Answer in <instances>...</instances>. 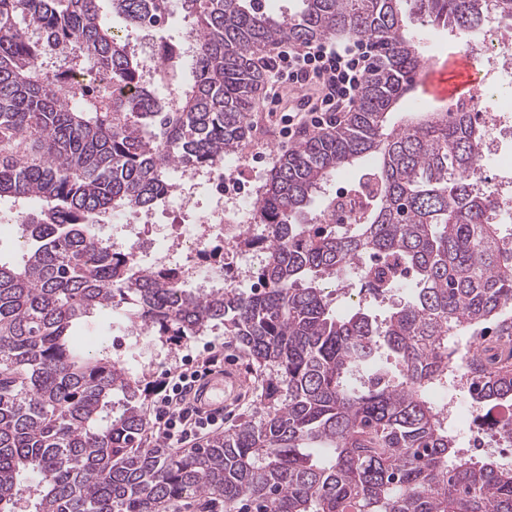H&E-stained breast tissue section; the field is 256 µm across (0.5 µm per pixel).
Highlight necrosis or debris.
Listing matches in <instances>:
<instances>
[{"instance_id": "4bbe7bcc", "label": "necrosis or debris", "mask_w": 512, "mask_h": 512, "mask_svg": "<svg viewBox=\"0 0 512 512\" xmlns=\"http://www.w3.org/2000/svg\"><path fill=\"white\" fill-rule=\"evenodd\" d=\"M469 54L479 67L484 94L465 102V111L476 114L484 133L483 155L498 158L504 173L495 181L477 176L476 185L487 191L500 210L496 223H503V207L512 204V157L503 148L512 144V40L506 39L498 24H485L477 38L468 43ZM211 192L209 204L198 212L193 223H186L184 209L200 189ZM238 205L232 216L224 214V176L214 169L182 164L162 198L160 208L129 210L114 215L123 234L114 238L116 248L127 252L135 265L152 271L166 267L175 272L181 287L205 289L223 277L225 269L251 267L256 256L238 247L237 241L253 234V207L256 193L246 185L237 186ZM167 220L166 242H159L153 229ZM479 338L457 337L453 358L458 374L449 380L444 394L436 402L448 415V424L461 429L465 451H481L487 456L505 457L512 447V406L500 408L494 418H486L480 405L471 400L467 378L461 369L476 352Z\"/></svg>"}]
</instances>
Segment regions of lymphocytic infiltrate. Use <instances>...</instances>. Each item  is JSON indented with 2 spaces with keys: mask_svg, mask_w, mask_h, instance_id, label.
<instances>
[{
  "mask_svg": "<svg viewBox=\"0 0 512 512\" xmlns=\"http://www.w3.org/2000/svg\"><path fill=\"white\" fill-rule=\"evenodd\" d=\"M371 67V47L364 40L329 38L278 52L267 65L269 95L278 100L284 93L302 90L311 83L318 92L316 100L300 101L284 115L286 136L305 135L322 127L327 113L352 109ZM222 358L219 349L209 347L206 356L186 358L184 368L159 386L154 418L166 444H189L218 427V419L199 415L191 391L198 378L216 368Z\"/></svg>",
  "mask_w": 512,
  "mask_h": 512,
  "instance_id": "obj_1",
  "label": "lymphocytic infiltrate"
}]
</instances>
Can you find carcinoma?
<instances>
[{
    "label": "carcinoma",
    "instance_id": "obj_1",
    "mask_svg": "<svg viewBox=\"0 0 512 512\" xmlns=\"http://www.w3.org/2000/svg\"><path fill=\"white\" fill-rule=\"evenodd\" d=\"M179 0L199 37L175 63L179 106L141 83L129 37L169 18V0H0V202L23 222L20 262H0V512H179L188 498L224 512H512V468L457 448L435 394L448 387L449 339L498 326L470 365L475 402H512V252L495 204L475 191L481 131L469 112L390 124L425 64L423 27L471 36L489 15L512 29V0ZM66 56L54 57L41 34ZM333 37L375 47L372 72L336 131L281 154L255 206L265 234L261 287L206 296L142 273L96 225L162 200L177 164L218 167L249 133L266 81L256 59L281 42ZM87 60L127 92L78 89L48 74ZM371 159L366 205L332 223L309 216L337 171ZM356 271L373 295L410 299L381 322L339 315L326 285ZM106 309L183 341L224 326L266 375L258 406L189 455L142 446L149 395L75 329ZM40 480L32 494L19 478Z\"/></svg>",
    "mask_w": 512,
    "mask_h": 512
}]
</instances>
